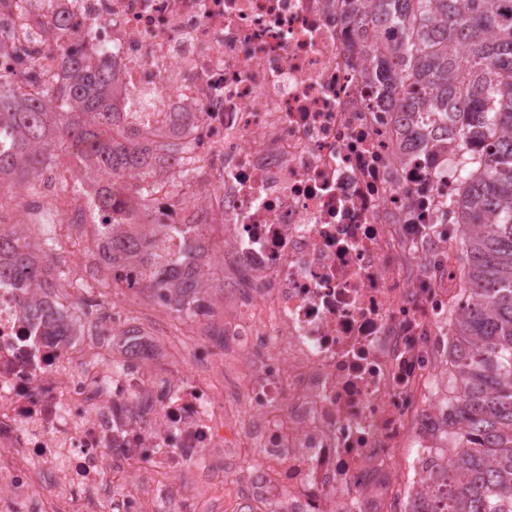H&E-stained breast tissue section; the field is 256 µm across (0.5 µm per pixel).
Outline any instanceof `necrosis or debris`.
Instances as JSON below:
<instances>
[{
  "instance_id": "obj_1",
  "label": "necrosis or debris",
  "mask_w": 512,
  "mask_h": 512,
  "mask_svg": "<svg viewBox=\"0 0 512 512\" xmlns=\"http://www.w3.org/2000/svg\"><path fill=\"white\" fill-rule=\"evenodd\" d=\"M357 34L335 0H32L0 6V73L38 94L64 52L97 49L118 77L114 102L150 142L191 148L157 169L197 183L154 194L149 265L122 300L105 240L84 234L80 200L17 185L0 197V512H160L174 482L212 455L268 512H400L421 491L406 463L436 455L453 262L430 261L437 205L459 187L447 155L416 146L404 114L372 95ZM35 48L32 70L15 59ZM198 118L184 126L180 113ZM192 224L201 270L222 271L232 309L201 299L169 339L129 303L145 270ZM80 239V288L49 277L39 306L80 310L51 337L4 275L17 252L41 262L42 228ZM211 342L174 352L196 325ZM136 468L120 490L112 473Z\"/></svg>"
}]
</instances>
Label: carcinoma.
Here are the masks:
<instances>
[{"label": "carcinoma", "instance_id": "obj_1", "mask_svg": "<svg viewBox=\"0 0 512 512\" xmlns=\"http://www.w3.org/2000/svg\"><path fill=\"white\" fill-rule=\"evenodd\" d=\"M337 8L360 33L376 94L396 112L417 115L419 144L441 143L454 155L463 187L440 205L439 224L462 244L457 270L465 306L448 316L446 417L452 467L423 468L427 487L407 512H512V0H341ZM386 28L396 40L378 44ZM116 78L91 54L67 58L63 80L23 95L0 75V176L41 180L58 151L78 168L112 173V188L89 200L112 210L118 182L136 194L138 217L149 207L153 170L141 134L114 105ZM488 142L487 156L469 146ZM116 269L152 249L137 238H111ZM12 274L34 281L38 269L20 259ZM170 280L146 275L148 292L170 291L175 311L201 292L195 268L170 261Z\"/></svg>", "mask_w": 512, "mask_h": 512}]
</instances>
